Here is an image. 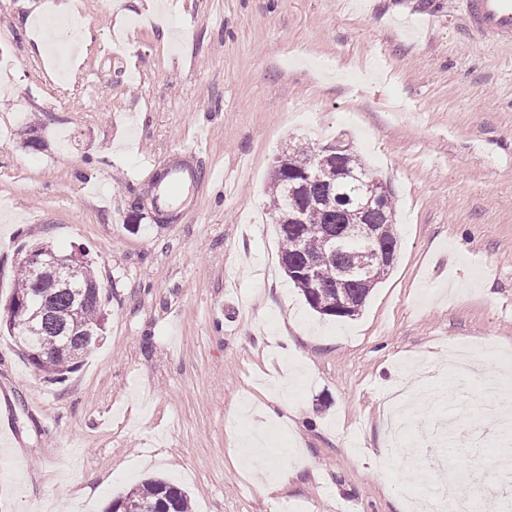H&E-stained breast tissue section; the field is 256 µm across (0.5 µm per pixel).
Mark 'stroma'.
Listing matches in <instances>:
<instances>
[{
    "label": "stroma",
    "mask_w": 512,
    "mask_h": 512,
    "mask_svg": "<svg viewBox=\"0 0 512 512\" xmlns=\"http://www.w3.org/2000/svg\"><path fill=\"white\" fill-rule=\"evenodd\" d=\"M186 42L162 41L153 0H0V313L24 246L89 253L106 332L65 381L36 375L0 333V512H106L159 476L192 512H420L424 483L391 454L385 396L436 373L443 403L410 417L404 453L436 477V424L468 465L446 512L512 505L496 430L512 399L439 372L449 349L512 364V45L467 31L457 0H163ZM67 5L98 37L60 79L37 23ZM122 61L103 62L104 53ZM340 140L393 193L397 258L358 315L309 307L281 263L269 207L289 145ZM203 144L217 177L155 211L159 170ZM294 325L295 348L268 341ZM297 408L245 410L281 379ZM264 438L246 456L245 441ZM299 456L296 480L254 472Z\"/></svg>",
    "instance_id": "obj_1"
}]
</instances>
